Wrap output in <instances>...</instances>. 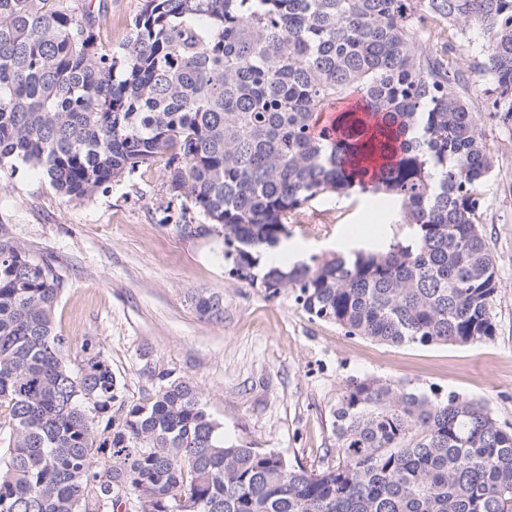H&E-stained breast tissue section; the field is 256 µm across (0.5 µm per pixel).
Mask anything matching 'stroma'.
I'll return each instance as SVG.
<instances>
[{"label":"stroma","instance_id":"35a3bbf8","mask_svg":"<svg viewBox=\"0 0 512 512\" xmlns=\"http://www.w3.org/2000/svg\"><path fill=\"white\" fill-rule=\"evenodd\" d=\"M496 158L481 228L495 256L498 331L474 346H389L311 318L293 289L239 277L224 235L181 209L163 162L142 167L85 201L64 199L30 167L0 174V239L49 262L63 281L54 328L76 357L86 339L107 356L126 400L187 380L224 429L226 443L315 466L335 460L331 411L346 379L372 376L416 390L485 399L512 428V124L487 130ZM382 196L317 199L291 215L288 236L327 259L363 241L389 242ZM191 220L197 233L181 231ZM224 302L221 318L200 310Z\"/></svg>","mask_w":512,"mask_h":512}]
</instances>
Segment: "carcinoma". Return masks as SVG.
<instances>
[{
  "label": "carcinoma",
  "mask_w": 512,
  "mask_h": 512,
  "mask_svg": "<svg viewBox=\"0 0 512 512\" xmlns=\"http://www.w3.org/2000/svg\"><path fill=\"white\" fill-rule=\"evenodd\" d=\"M103 8L0 0V172L37 169L80 201L163 159L238 275L294 288L311 317L393 346L496 336L480 221L486 127L512 122V0H142L115 47ZM472 30L473 65L455 57ZM352 193L393 201L411 235L263 267L289 214ZM60 288L0 241V512H512V429L484 400L351 376L336 463L293 465L226 444L186 381L126 401L93 339L71 363Z\"/></svg>",
  "instance_id": "carcinoma-1"
}]
</instances>
